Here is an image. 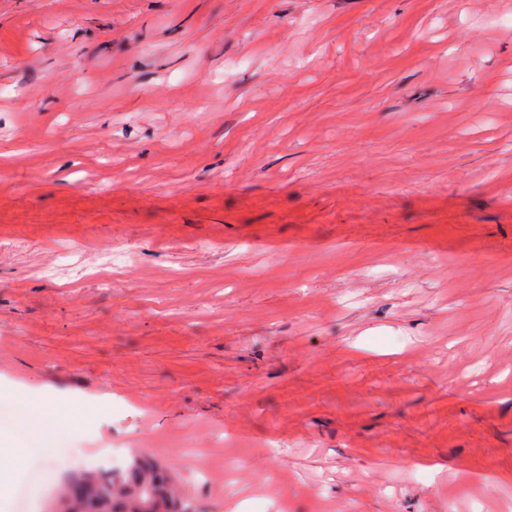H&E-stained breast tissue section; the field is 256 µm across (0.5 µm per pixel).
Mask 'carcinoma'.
<instances>
[{
    "mask_svg": "<svg viewBox=\"0 0 512 512\" xmlns=\"http://www.w3.org/2000/svg\"><path fill=\"white\" fill-rule=\"evenodd\" d=\"M66 512H190L162 468L137 458L127 471L102 470L69 485Z\"/></svg>",
    "mask_w": 512,
    "mask_h": 512,
    "instance_id": "1",
    "label": "carcinoma"
}]
</instances>
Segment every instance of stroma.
Instances as JSON below:
<instances>
[{"instance_id": "obj_1", "label": "stroma", "mask_w": 512, "mask_h": 512, "mask_svg": "<svg viewBox=\"0 0 512 512\" xmlns=\"http://www.w3.org/2000/svg\"><path fill=\"white\" fill-rule=\"evenodd\" d=\"M0 167V512H512V0H0ZM15 399L32 407L42 419L55 422L60 428H70L81 422L83 411L66 398L43 396L27 391H15ZM0 494L2 487L7 484L2 480L4 476L10 475L12 471L18 470L23 465L24 449L13 448L6 439H0ZM66 512H190L162 468L134 458L127 471L102 470L69 485Z\"/></svg>"}]
</instances>
